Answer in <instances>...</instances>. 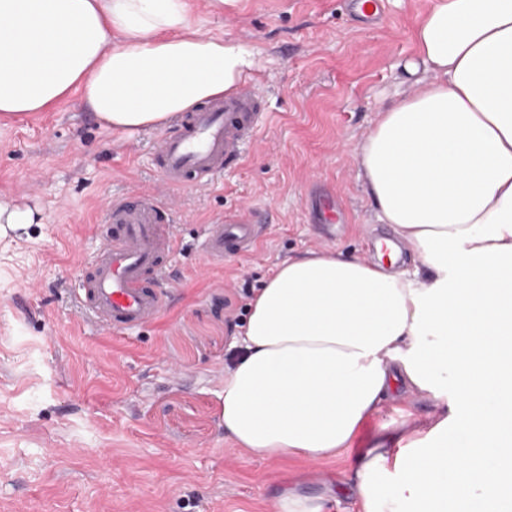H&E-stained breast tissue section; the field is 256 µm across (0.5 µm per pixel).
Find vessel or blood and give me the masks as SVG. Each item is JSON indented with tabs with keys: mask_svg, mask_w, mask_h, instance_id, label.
Listing matches in <instances>:
<instances>
[{
	"mask_svg": "<svg viewBox=\"0 0 512 512\" xmlns=\"http://www.w3.org/2000/svg\"><path fill=\"white\" fill-rule=\"evenodd\" d=\"M256 86L243 85L224 99L186 113L180 130L161 136L155 146L160 160V187L108 201L100 222L107 228L102 248L85 266L77 302L101 328L122 333L159 318L164 307L157 286L175 237L162 215L165 199L177 189L213 181L241 156L265 114ZM205 251L220 260L225 250L239 253L256 242L254 225L227 219L204 227Z\"/></svg>",
	"mask_w": 512,
	"mask_h": 512,
	"instance_id": "1",
	"label": "vessel or blood"
}]
</instances>
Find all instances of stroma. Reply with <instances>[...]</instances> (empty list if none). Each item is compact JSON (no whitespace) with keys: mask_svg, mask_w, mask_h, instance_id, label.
Here are the masks:
<instances>
[{"mask_svg":"<svg viewBox=\"0 0 512 512\" xmlns=\"http://www.w3.org/2000/svg\"><path fill=\"white\" fill-rule=\"evenodd\" d=\"M435 3L384 0L368 31L347 0H236L220 16L190 0L202 31L254 50L266 118L241 162L177 191L167 305L130 332L100 329L75 295L104 201L159 186V130L115 134L70 101L0 125V197L36 213L0 231V512H272L290 487L335 493L329 512H352L337 485L360 446L318 464L317 481L297 462L251 458L224 434V369L247 293L278 265L324 248L368 258L390 235L357 151L411 92L401 64ZM243 206L264 238L210 259L204 225Z\"/></svg>","mask_w":512,"mask_h":512,"instance_id":"1","label":"stroma"}]
</instances>
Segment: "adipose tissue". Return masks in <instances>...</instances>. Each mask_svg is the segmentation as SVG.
Returning <instances> with one entry per match:
<instances>
[{
	"label": "adipose tissue",
	"mask_w": 512,
	"mask_h": 512,
	"mask_svg": "<svg viewBox=\"0 0 512 512\" xmlns=\"http://www.w3.org/2000/svg\"><path fill=\"white\" fill-rule=\"evenodd\" d=\"M415 43L414 90L358 152L413 266L336 250L282 263L224 371V430L314 480L384 404L425 392L438 415L381 426L358 456L357 512H512V0H436ZM254 65L189 0H0V121L76 94L130 135Z\"/></svg>",
	"instance_id": "1"
}]
</instances>
